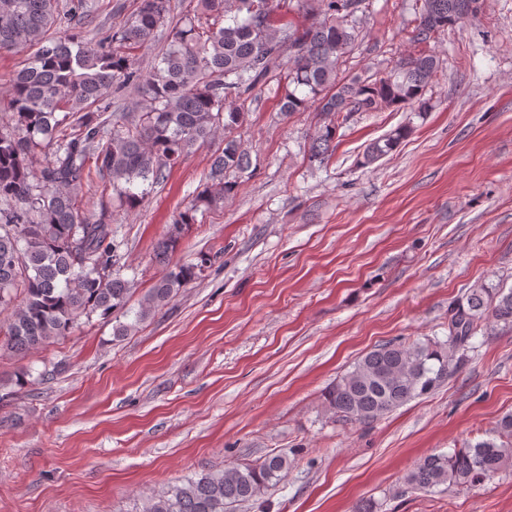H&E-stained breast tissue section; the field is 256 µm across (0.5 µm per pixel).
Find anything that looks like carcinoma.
<instances>
[{
    "label": "carcinoma",
    "instance_id": "cac0c4a2",
    "mask_svg": "<svg viewBox=\"0 0 512 512\" xmlns=\"http://www.w3.org/2000/svg\"><path fill=\"white\" fill-rule=\"evenodd\" d=\"M363 0H196L193 15L170 23L171 0H139L124 25L88 38L57 35L62 21L84 18L88 0H0V51L33 50L13 80L7 110L13 128L0 131V311H11L0 347L25 354L66 336L93 316L123 309L133 281L123 277L121 247L112 225L77 204L76 192L102 173L112 201L135 209L166 171L219 130L209 181L168 225L157 247L163 274L142 297L136 320L168 305L210 258L171 263L195 214L219 210L236 182L226 173L250 167L249 153L231 136L244 112L229 100L246 99L277 76L280 112L313 110L310 147L322 162L336 134L356 112L391 106L426 110L425 91L438 73L433 53L403 57L387 72L338 77V66L358 39ZM412 38L427 43L480 12L479 0H418ZM303 22L283 21L282 9ZM167 48L149 68L135 66L130 50L157 38ZM132 91L140 112L110 121L112 95ZM401 125L366 145L362 166L395 150L409 135ZM512 330V288L480 284L448 313L446 339L388 342L367 352L324 393L338 422L371 424L405 403L430 395L461 370L483 324ZM512 465V414L499 439L431 454L404 477L413 491L442 485L474 487ZM288 454L273 452L256 464L203 471L147 499L142 512H237L262 499L288 475Z\"/></svg>",
    "mask_w": 512,
    "mask_h": 512
}]
</instances>
